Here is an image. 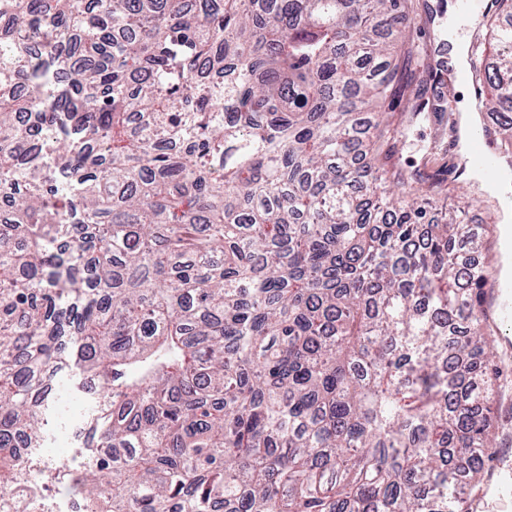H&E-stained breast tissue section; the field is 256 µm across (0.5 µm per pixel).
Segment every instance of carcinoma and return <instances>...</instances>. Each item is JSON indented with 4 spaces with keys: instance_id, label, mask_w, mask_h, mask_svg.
<instances>
[{
    "instance_id": "1",
    "label": "carcinoma",
    "mask_w": 512,
    "mask_h": 512,
    "mask_svg": "<svg viewBox=\"0 0 512 512\" xmlns=\"http://www.w3.org/2000/svg\"><path fill=\"white\" fill-rule=\"evenodd\" d=\"M408 0H0V512L52 381L90 512H457L503 372L466 207L390 167ZM482 101L512 153V0ZM69 172L55 190L52 169ZM81 379L80 371L75 368L66 369L57 375L51 405V423L45 448H42L44 456L71 464L78 449L79 429L93 406L91 397L81 388ZM61 400L70 403L69 413L63 414Z\"/></svg>"
}]
</instances>
